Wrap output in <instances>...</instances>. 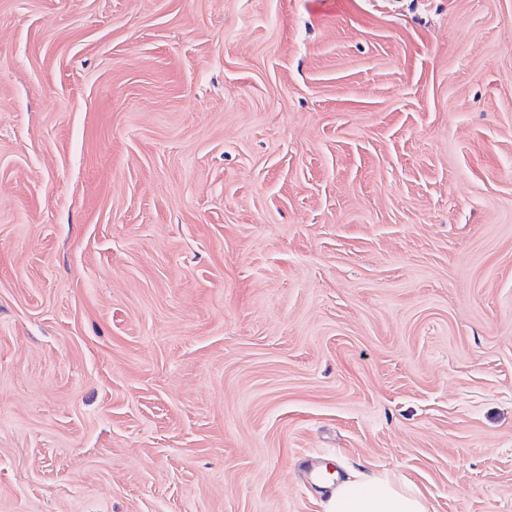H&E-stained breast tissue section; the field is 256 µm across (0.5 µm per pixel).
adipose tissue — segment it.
Here are the masks:
<instances>
[{
  "mask_svg": "<svg viewBox=\"0 0 512 512\" xmlns=\"http://www.w3.org/2000/svg\"><path fill=\"white\" fill-rule=\"evenodd\" d=\"M326 512H429V505L409 481L383 472L336 483Z\"/></svg>",
  "mask_w": 512,
  "mask_h": 512,
  "instance_id": "adipose-tissue-1",
  "label": "adipose tissue"
}]
</instances>
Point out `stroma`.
Masks as SVG:
<instances>
[{"mask_svg": "<svg viewBox=\"0 0 512 512\" xmlns=\"http://www.w3.org/2000/svg\"><path fill=\"white\" fill-rule=\"evenodd\" d=\"M512 512V0H0V512ZM327 512H429L426 498L409 481L387 472L353 478L330 488Z\"/></svg>", "mask_w": 512, "mask_h": 512, "instance_id": "1", "label": "stroma"}]
</instances>
